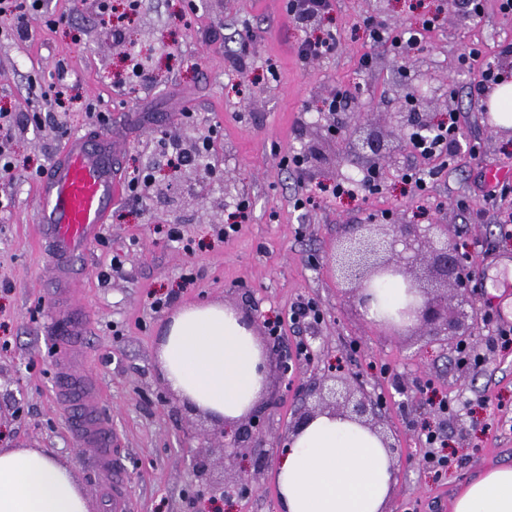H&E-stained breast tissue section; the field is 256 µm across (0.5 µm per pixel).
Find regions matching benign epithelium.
<instances>
[{
	"label": "benign epithelium",
	"instance_id": "7a95c632",
	"mask_svg": "<svg viewBox=\"0 0 512 512\" xmlns=\"http://www.w3.org/2000/svg\"><path fill=\"white\" fill-rule=\"evenodd\" d=\"M428 93L414 87L413 108L395 116L394 130L388 134L370 133L361 139V150L368 168L376 170L395 162L397 132L413 124L430 127L432 113L424 109ZM430 260V267L437 274L440 289L452 294L456 301L453 311L448 302L435 297L432 289L425 287L414 275L415 265ZM336 275L358 291V300L367 306L375 299V286L388 279H401L406 288L407 304L397 315L385 316L379 325L392 331L399 323L413 319V328L424 336H454L463 339L474 335L475 315L468 293V275L462 258L448 246V225L391 224L389 230L380 232L373 224H350L337 240L332 256ZM266 349L279 358L282 376L293 371L288 351L282 349L272 336L264 337ZM303 408L288 425V433H295L308 420L330 412L354 420L376 433L389 455L400 452L381 430V405L367 389L361 376L325 373L313 375L300 390ZM263 417L261 410H253L228 442L233 448H260ZM195 478L214 495L224 493V485L210 480L207 449L196 453L193 465Z\"/></svg>",
	"mask_w": 512,
	"mask_h": 512
}]
</instances>
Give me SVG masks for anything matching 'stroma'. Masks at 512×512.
I'll return each mask as SVG.
<instances>
[{
	"label": "stroma",
	"instance_id": "stroma-1",
	"mask_svg": "<svg viewBox=\"0 0 512 512\" xmlns=\"http://www.w3.org/2000/svg\"><path fill=\"white\" fill-rule=\"evenodd\" d=\"M373 0H336L330 26L339 34L334 56L303 67L297 60L300 30L292 26L284 0H142L137 13L126 0H111L102 21L93 0H44L47 14L68 17L49 27L37 22L27 39L0 21V110L21 122L14 150L16 178L0 183V403L22 407V418L0 416V446L42 448L62 459L84 489L93 512H112V488L70 427L72 411L58 403L54 376L58 354L48 325L58 311L50 288L53 260L33 235L37 207L33 184L66 143L63 131L91 137L110 134L121 144L118 166L139 169L155 180L144 201L129 195L112 207L99 241L78 262L81 301L88 315L84 347L90 371L102 390L101 412L110 417L128 477L131 512H279L273 472L282 435L299 408L294 390L282 384L278 360L267 357L263 409V454L269 462L258 486L224 500L203 502L190 487L197 449H209L214 477L231 482L252 473V457L238 454L225 470L222 450L210 438L218 423L174 401L161 379L157 348L163 327L180 307L221 301L251 310L260 321L283 318L281 346L291 354L295 383L313 370L357 373L382 402L388 434L402 450L395 462L389 512H451L461 485L486 468L512 464V235L499 219L512 213V193L483 201L484 167L512 172V138L493 131L471 90L486 62L503 56L512 43V15L487 0L480 20L462 18L458 0H392L386 22L395 30L437 17L421 50L399 59L373 52L359 22L372 13ZM123 42H114L112 25ZM257 33L246 68L228 58L237 49V31ZM480 57H472V49ZM374 53L373 69L360 63ZM135 53L152 71L149 84L117 87L127 54ZM65 67L70 96L80 107L44 113L38 126L26 119L42 103L57 67ZM433 86L452 87L460 114L461 152L436 168L426 191L400 179L414 161L403 147L395 165L381 169L379 193L355 198L316 196L297 210L294 171L284 159L293 152L318 156L312 182L332 184L357 171L350 156L353 124L384 129L394 122L392 89L410 86L415 74ZM361 91L340 124L318 112L322 98L336 90ZM109 115L97 125L88 108ZM178 138L191 150L212 139L209 160L217 175L203 184L194 168L171 164L162 136ZM478 147L481 163L467 150ZM252 202L250 217L229 241L216 237L236 200ZM466 208H459V201ZM380 224L448 227V243L467 258L470 299L479 320L469 346L480 364L460 360L456 340L390 333L368 323L357 295L326 262L345 225L368 219ZM177 228L193 253L167 235ZM122 268L112 272L113 259ZM191 281H184L185 271ZM171 302L154 310L155 298ZM315 301L317 324H291L298 302ZM312 344L313 356L299 354ZM447 411H440V403ZM442 428L447 468L423 464V424Z\"/></svg>",
	"mask_w": 512,
	"mask_h": 512
}]
</instances>
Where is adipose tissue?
<instances>
[{
    "instance_id": "obj_1",
    "label": "adipose tissue",
    "mask_w": 512,
    "mask_h": 512,
    "mask_svg": "<svg viewBox=\"0 0 512 512\" xmlns=\"http://www.w3.org/2000/svg\"><path fill=\"white\" fill-rule=\"evenodd\" d=\"M158 370L185 403L235 422L260 401L262 348L233 308L181 307L157 350ZM393 462L368 429L328 414L292 434L275 470L280 512H386ZM66 464L41 448H0V512H90ZM452 512H512V465L465 482Z\"/></svg>"
}]
</instances>
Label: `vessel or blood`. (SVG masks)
I'll use <instances>...</instances> for the list:
<instances>
[{"mask_svg": "<svg viewBox=\"0 0 512 512\" xmlns=\"http://www.w3.org/2000/svg\"><path fill=\"white\" fill-rule=\"evenodd\" d=\"M118 146L111 136L71 135L64 151L51 163L35 187L37 237L41 249L56 257L53 293L65 311L51 326L56 347L72 351L69 362L58 364L57 400L73 407L72 431L83 447L92 449L97 465L112 472L113 512H128L124 467L112 423L92 405L93 390L84 387L81 353L87 316L74 298L81 284L73 276L78 260L107 223L123 183L116 169Z\"/></svg>", "mask_w": 512, "mask_h": 512, "instance_id": "b4317fda", "label": "vessel or blood"}]
</instances>
